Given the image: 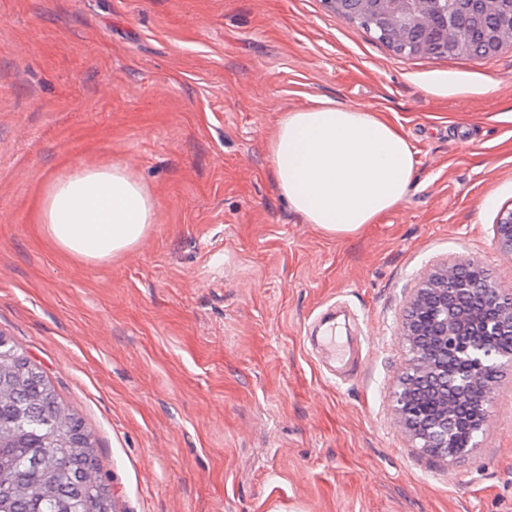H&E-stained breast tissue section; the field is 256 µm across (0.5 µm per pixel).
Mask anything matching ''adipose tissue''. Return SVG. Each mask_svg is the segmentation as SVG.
I'll return each instance as SVG.
<instances>
[{
    "mask_svg": "<svg viewBox=\"0 0 512 512\" xmlns=\"http://www.w3.org/2000/svg\"><path fill=\"white\" fill-rule=\"evenodd\" d=\"M268 154L280 196L304 223L349 238L401 204L414 176L413 149L394 124L360 106L320 100L281 113ZM155 202L125 167H77L39 201L52 244L84 263L134 249L154 222Z\"/></svg>",
    "mask_w": 512,
    "mask_h": 512,
    "instance_id": "adipose-tissue-1",
    "label": "adipose tissue"
}]
</instances>
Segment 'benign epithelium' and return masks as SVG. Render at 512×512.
I'll return each mask as SVG.
<instances>
[{"label": "benign epithelium", "mask_w": 512, "mask_h": 512, "mask_svg": "<svg viewBox=\"0 0 512 512\" xmlns=\"http://www.w3.org/2000/svg\"><path fill=\"white\" fill-rule=\"evenodd\" d=\"M502 2L456 0L457 9L450 11L448 0H343L355 11L392 18L403 32L432 25L441 12V39L465 45L478 58L483 46L467 40V19L486 16ZM494 241L500 252L512 257V208L500 212ZM478 266L479 261L469 259L429 270L410 299L402 324L410 381L401 382L396 395L399 421L420 447L450 461L472 452L455 443L461 410L470 405L479 408L474 428L482 432L496 383H484L465 369L448 375V357L466 366H489L493 359L481 337L512 333V290L478 277L474 272Z\"/></svg>", "instance_id": "7a95c632"}]
</instances>
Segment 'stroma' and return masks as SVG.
Listing matches in <instances>:
<instances>
[{
	"label": "stroma",
	"mask_w": 512,
	"mask_h": 512,
	"mask_svg": "<svg viewBox=\"0 0 512 512\" xmlns=\"http://www.w3.org/2000/svg\"><path fill=\"white\" fill-rule=\"evenodd\" d=\"M383 113L408 197L351 238L279 195V113ZM124 166L151 194L104 264L51 247L50 180ZM512 205V46L398 56L322 0H0V338L95 440L112 512H512V369L480 445L450 461L395 413L401 323L424 272L475 258ZM344 310L335 369L316 319Z\"/></svg>",
	"instance_id": "obj_1"
}]
</instances>
